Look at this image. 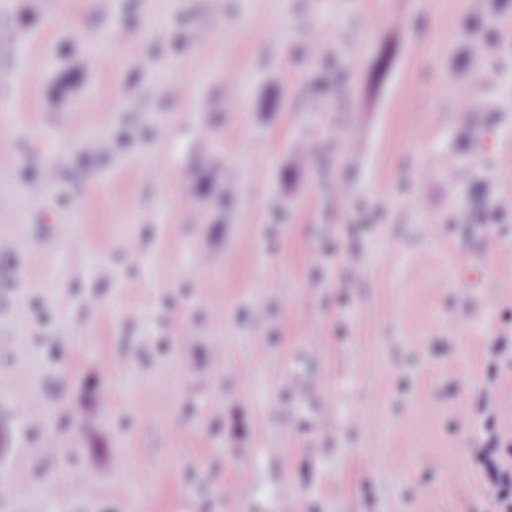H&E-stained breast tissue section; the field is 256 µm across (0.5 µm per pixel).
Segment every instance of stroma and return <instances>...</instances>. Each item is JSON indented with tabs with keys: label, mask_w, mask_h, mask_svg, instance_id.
<instances>
[{
	"label": "stroma",
	"mask_w": 512,
	"mask_h": 512,
	"mask_svg": "<svg viewBox=\"0 0 512 512\" xmlns=\"http://www.w3.org/2000/svg\"><path fill=\"white\" fill-rule=\"evenodd\" d=\"M490 7L0 0V435L38 475L0 512H494L512 73L454 80L501 64Z\"/></svg>",
	"instance_id": "1"
}]
</instances>
